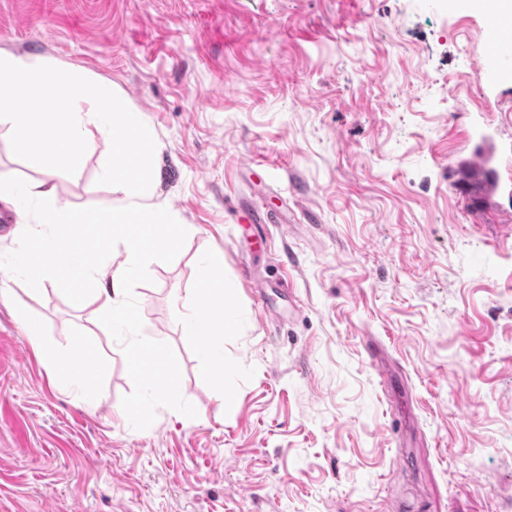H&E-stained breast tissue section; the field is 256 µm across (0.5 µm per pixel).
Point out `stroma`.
Listing matches in <instances>:
<instances>
[{
	"mask_svg": "<svg viewBox=\"0 0 512 512\" xmlns=\"http://www.w3.org/2000/svg\"><path fill=\"white\" fill-rule=\"evenodd\" d=\"M492 0H0V51L115 84L151 132L154 199L192 231L129 287L126 336L45 280L32 337L0 299V512H512V209L470 210L461 171L512 141ZM112 136L54 181L113 201ZM0 127V179L38 178ZM253 207L271 223H242ZM0 232V274L30 288ZM224 254L237 320L216 388L178 304ZM251 265L244 279L243 265ZM90 347L85 395L40 351ZM134 406L138 424L123 411ZM488 33L493 44L499 45L498 52L486 61L482 68V74L486 80H495L512 61V43L510 41H501L498 36V27L496 23L488 26ZM144 383L155 398L164 400L173 389L174 376L169 370L159 368L147 381L144 380Z\"/></svg>",
	"mask_w": 512,
	"mask_h": 512,
	"instance_id": "obj_1",
	"label": "stroma"
}]
</instances>
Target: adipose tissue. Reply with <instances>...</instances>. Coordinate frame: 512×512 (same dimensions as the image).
<instances>
[{"label": "adipose tissue", "mask_w": 512, "mask_h": 512, "mask_svg": "<svg viewBox=\"0 0 512 512\" xmlns=\"http://www.w3.org/2000/svg\"><path fill=\"white\" fill-rule=\"evenodd\" d=\"M38 93V104L28 109L22 92ZM9 127L39 179L22 185L0 184V199L15 207L29 202L40 206L37 226L25 228L28 242L21 262L38 283L61 277L75 285L74 300L96 306L107 321L129 336L125 348L129 362H136L143 348L137 342L139 326L128 305V285L141 271L148 249H173L187 225L178 223L166 206L153 200L151 174L154 154L152 136L141 115L117 87L79 72L63 71L36 59L0 52V126ZM112 135V158L107 169L116 203L105 209L72 210L60 206L54 172L62 165L77 164L89 128ZM134 133L139 142L135 159H128L124 141ZM122 254L114 271L77 263L80 255ZM224 256L206 253L197 265L196 293L204 305L192 304L181 311L182 321L202 336L235 335L237 322L224 303Z\"/></svg>", "instance_id": "ef3b65f1"}]
</instances>
